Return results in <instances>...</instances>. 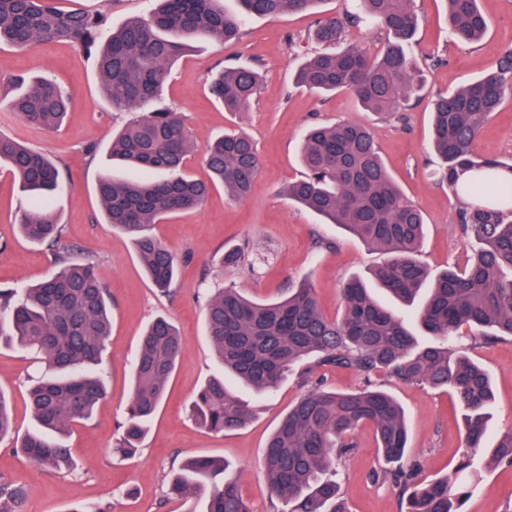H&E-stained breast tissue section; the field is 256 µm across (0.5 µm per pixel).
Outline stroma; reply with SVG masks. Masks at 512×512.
<instances>
[{"instance_id": "1", "label": "stroma", "mask_w": 512, "mask_h": 512, "mask_svg": "<svg viewBox=\"0 0 512 512\" xmlns=\"http://www.w3.org/2000/svg\"><path fill=\"white\" fill-rule=\"evenodd\" d=\"M414 6L420 25L411 54L423 84L400 120L361 109L345 90L323 96L294 87L298 66L316 49L307 34L318 14L250 16L240 39L200 42L177 60L163 87L162 102L181 112L195 146L187 172L208 178L203 148L229 131L249 135L261 162L246 200H229L219 187L195 210L152 225L151 234L180 264L166 293L146 277L131 237L105 224L101 216L96 183L104 170L103 153L131 115L113 111L103 99L95 54L66 42L39 44L28 51L0 45V77L40 74L63 84L70 95L68 116L58 132L30 126L0 105V133L57 163L66 189L50 199L49 207L63 224L62 242L96 259L98 277L112 298V329L102 354L108 394L69 439L71 470L57 473L37 467L14 452L12 440L0 442V484L25 486L22 512H71L80 503H99L112 512H183L181 502H163V486L182 462L197 455L224 459L225 477L236 483L253 512H289L288 503H269L262 460L270 436L303 392L301 380L287 375L266 396L239 389L252 409L250 421L240 430L216 434L198 425L190 414L193 396L221 371L206 336L203 295L207 289L232 285L254 300L276 299L307 278L324 314L334 318L342 312L343 285L352 277H367L371 268L386 260L385 251L338 225L322 223L284 195L288 182L304 173L298 150L305 128L313 122L352 120L369 126L388 172L424 217L419 262L433 277L450 264L464 263L473 243L461 231L458 199L434 175L438 159L430 145V104L436 94L480 78L512 49V0H480L488 30L473 45L452 41L442 0H415ZM63 7L104 14L108 26L117 28L130 18L147 16L150 4L148 0H65ZM225 65L254 67L262 76L245 111H225L209 94L211 75ZM91 145L101 151L93 160L86 154ZM472 150L478 156L512 161V95L477 134ZM29 205L18 179L1 168L0 288H22L55 270L51 253L18 233L17 218ZM234 247L244 249L249 262L225 268L224 254ZM159 316L174 323L185 344L144 441L125 457L115 446L126 418L132 365L145 326ZM455 346L480 363L491 378L495 394L491 433L511 429L512 337L485 344L464 335ZM48 373L35 355L0 346V392L11 404L16 432L33 429L27 387L30 380ZM372 381L393 394L405 411L404 463L414 470L417 481L454 475L466 482L474 476L477 485L461 512H512V468L482 465L472 473L457 472L467 452L464 409L446 388L402 384L383 373ZM354 442L339 466L341 499L351 512H400L391 480L372 473L377 462L373 428H358Z\"/></svg>"}]
</instances>
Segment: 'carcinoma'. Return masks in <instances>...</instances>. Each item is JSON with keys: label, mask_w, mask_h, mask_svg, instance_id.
<instances>
[{"label": "carcinoma", "mask_w": 512, "mask_h": 512, "mask_svg": "<svg viewBox=\"0 0 512 512\" xmlns=\"http://www.w3.org/2000/svg\"><path fill=\"white\" fill-rule=\"evenodd\" d=\"M149 18L128 21L118 30L103 15L64 10L58 0H0V44L17 49L47 40H67L97 53L102 94L112 109L133 111L135 119L112 139L110 157L145 176L118 181L106 173L97 194L106 223L135 240L143 271L158 288L172 285L178 264L148 228L194 210L217 183L234 201L253 191L260 157L253 139L227 133L204 147L210 181L185 172L194 151L180 113L158 103L169 66L191 40L228 41L242 35L244 17L224 11L223 0H152ZM323 0H241L249 15L277 16L316 9ZM454 41L472 44L488 29L479 0H444ZM414 0H356L353 12L325 16L309 35L320 46L295 72V85L310 91L346 90L365 110L398 116L418 89L410 44L418 27ZM372 25L385 35L371 56L348 42L351 27ZM18 93L0 96L25 122L55 131L68 110V96L57 82L14 79ZM260 76L246 66H226L209 83L210 94L229 112L248 108ZM512 91V50L496 69L433 101V147L440 159L439 180L460 200L459 222L481 244L465 266L450 267L429 288L418 320L434 337L419 347L406 318L375 299L359 277L342 288L343 312L330 319L320 310L315 289L304 283L288 297L254 302L233 287L214 288L205 298L207 338L224 372L258 393L274 390L300 368L305 391L271 436L262 466L270 500L293 503L291 512H348L338 497L336 465L353 447L364 424L374 427L382 450L383 476L401 487L404 512H458L468 488L446 478L418 484L402 469L407 443L403 408L372 384L378 370L402 383L427 382L447 388L465 409L467 447H483L493 390L486 370L456 354L453 336L466 328L482 342L512 337V164L478 157L470 149L478 132ZM300 162L305 175L285 193L312 214L337 224L389 255L371 275L394 299L412 304L427 270L415 253L423 236L421 211L390 177L370 130L352 121L313 125L303 136ZM6 165L32 196L19 227L31 243L51 251L57 272L28 288L0 289V344L40 355L52 376L30 385L29 410L37 429L13 451L51 470L71 463L64 438L90 418L105 396L96 366L110 335L111 298L99 281L96 262L76 259L62 244L63 228L46 199L59 192L58 166L41 152L0 134V165ZM165 177L154 180L151 172ZM185 339L164 317L142 336L134 380L117 451L139 447L179 361ZM320 367L351 369L364 384L337 392L309 377ZM192 415L216 433L238 430L249 419L247 406L224 378L209 379L197 392ZM13 430L8 401L0 395V439ZM488 464L512 467V429L489 450ZM27 492L0 485V512H22ZM166 495L204 512H252L238 487L224 479V460L195 457L183 463L167 484Z\"/></svg>", "instance_id": "obj_1"}]
</instances>
